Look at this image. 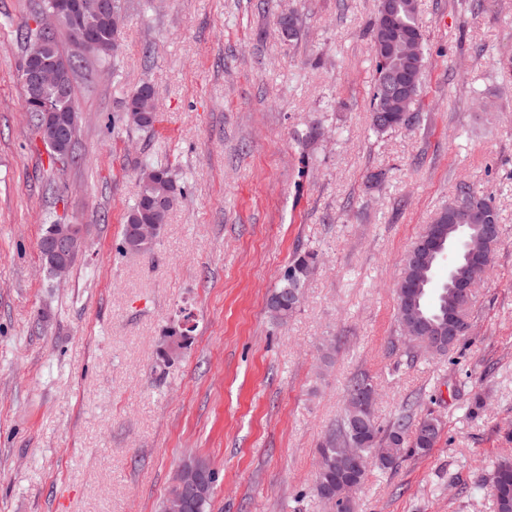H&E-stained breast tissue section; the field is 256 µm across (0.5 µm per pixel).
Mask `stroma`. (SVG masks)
<instances>
[{
    "label": "stroma",
    "instance_id": "stroma-1",
    "mask_svg": "<svg viewBox=\"0 0 512 512\" xmlns=\"http://www.w3.org/2000/svg\"><path fill=\"white\" fill-rule=\"evenodd\" d=\"M37 3L0 0V512H160L191 456L218 474L210 512H334L313 492L317 449L360 374L380 427L406 414L443 432L370 466L354 512H495L480 485L512 458V0H418L414 119L383 133L377 0H120L116 53L76 74L79 160L55 172L16 37ZM144 83L157 120L126 127ZM149 162L182 195L153 253L122 254ZM462 183L495 195L494 264L470 332L415 353L401 260ZM56 220L91 227L61 281L38 248ZM300 249L318 268L280 324L267 300ZM187 313L192 343L162 365Z\"/></svg>",
    "mask_w": 512,
    "mask_h": 512
}]
</instances>
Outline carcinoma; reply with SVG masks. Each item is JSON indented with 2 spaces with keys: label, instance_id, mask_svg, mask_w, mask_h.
Here are the masks:
<instances>
[{
  "label": "carcinoma",
  "instance_id": "1",
  "mask_svg": "<svg viewBox=\"0 0 512 512\" xmlns=\"http://www.w3.org/2000/svg\"><path fill=\"white\" fill-rule=\"evenodd\" d=\"M387 21L389 26L401 35H409L419 41H424L423 30L419 24L415 0H379L377 13L370 24L371 44H376L378 27L381 21ZM59 27L68 35L72 43L78 45L86 37L92 38L99 45L97 55L106 57L115 52V34L117 28L113 26L109 17L92 11L87 16V24L81 27L71 18L62 16ZM24 44L35 42L42 44L46 54L61 59L68 66V91L65 94L52 84L44 85L42 89L41 105L55 112H62L70 117L72 126L71 138L77 139L78 116L75 113V87L74 75L79 67L80 56L66 52L57 35V31L44 32L39 28L26 27L23 34ZM376 60V79L371 98V126L377 132H385L398 127L400 113L380 112L382 99L390 95L395 87L399 73L409 70L413 73L410 86L412 97H417L422 73L425 66V56H420L413 63L405 66L399 51L395 50L388 56L374 54ZM153 88L143 84L130 96L122 122L132 128L147 129L154 125L156 117H148L145 111L138 109L140 103L150 99ZM151 176L141 179L139 190L133 205L128 209L122 228L119 251L122 253H148L152 251L153 244L139 242L135 238V225L143 223L166 224L168 215L172 210L169 202L181 196L176 181L172 178L169 167L152 164L149 166ZM469 198L475 209L486 214V224L498 223V214L493 193L462 183L456 188L454 198L448 201L444 208L446 215L440 218V229L443 236H448L450 224H474L471 215L456 208L455 199ZM317 263V254L303 252L294 254L285 276L282 277L281 286L270 295L267 308L270 315L279 321H286L296 312V307L288 304L285 289L289 279L297 278L304 283L313 273ZM434 270L427 272V279L421 284H415V294L419 296L420 309L428 319L455 317L467 315L468 305L461 302L450 288L451 281H446L434 288ZM442 434V425L435 418L424 417L414 427L409 425L406 418H401L386 432H381L376 421L369 423V429L364 442L365 453L370 454L377 448L383 452L394 451V458L400 459L409 453H425L433 448ZM489 492L494 499L496 512H512V462L505 459L494 468L489 480Z\"/></svg>",
  "mask_w": 512,
  "mask_h": 512
}]
</instances>
